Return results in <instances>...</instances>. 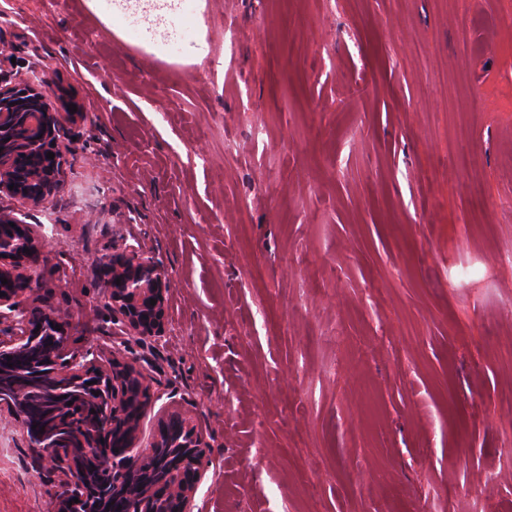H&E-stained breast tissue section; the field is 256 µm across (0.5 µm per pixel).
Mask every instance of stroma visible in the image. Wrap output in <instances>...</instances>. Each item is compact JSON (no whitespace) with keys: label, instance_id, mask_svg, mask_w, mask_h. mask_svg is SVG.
I'll use <instances>...</instances> for the list:
<instances>
[{"label":"stroma","instance_id":"stroma-1","mask_svg":"<svg viewBox=\"0 0 512 512\" xmlns=\"http://www.w3.org/2000/svg\"><path fill=\"white\" fill-rule=\"evenodd\" d=\"M0 0V74L77 107L61 185L0 207L50 242L28 307L136 360L208 442L198 512H512V0ZM421 47L410 56V47ZM173 282L124 336L101 263ZM0 423V512H47Z\"/></svg>","mask_w":512,"mask_h":512}]
</instances>
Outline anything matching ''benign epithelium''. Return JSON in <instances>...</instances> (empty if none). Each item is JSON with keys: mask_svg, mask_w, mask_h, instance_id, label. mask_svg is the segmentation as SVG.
<instances>
[{"mask_svg": "<svg viewBox=\"0 0 512 512\" xmlns=\"http://www.w3.org/2000/svg\"><path fill=\"white\" fill-rule=\"evenodd\" d=\"M83 113L58 112L53 109L41 89V79L0 78V194L6 193L25 203L41 205L59 184L63 152L59 132L64 125ZM43 146L54 158L32 160L31 148ZM29 252H24V249ZM45 243L30 224L21 223L12 212L0 208V366L20 364L34 375L48 378L51 386L36 394L58 396L80 383H87V402L99 406V420L83 422L67 404L59 405L57 427L44 428L40 434L43 447L38 454L48 464L49 472L58 478L63 493L83 490L94 495L100 509L123 498L141 502L143 512H194L195 496L204 481L207 444L193 417L181 409L165 412L156 438L148 448L139 446L137 432L140 416L128 413L131 390L138 386L151 393L150 386L135 361L124 357L119 348L112 360L102 364L97 359L81 360L61 343L50 354L33 362L15 355L16 344L36 343L42 331L37 325L49 323L64 326L70 318L67 308L59 306L38 314L25 305V294L40 262ZM108 277L110 318L119 323L128 336L140 339L164 335L167 320V295L172 281L153 257L129 244L113 250L105 263ZM156 304H150V300ZM30 386H17L10 397L0 400L9 408L25 402ZM112 427L126 430V448L139 454L152 453L163 447L168 431L178 429L187 434L188 452L182 462L163 481H155L152 472L130 481L127 469L115 457L91 448L86 437ZM93 466L112 470V485L87 489L80 474Z\"/></svg>", "mask_w": 512, "mask_h": 512, "instance_id": "obj_1", "label": "benign epithelium"}]
</instances>
